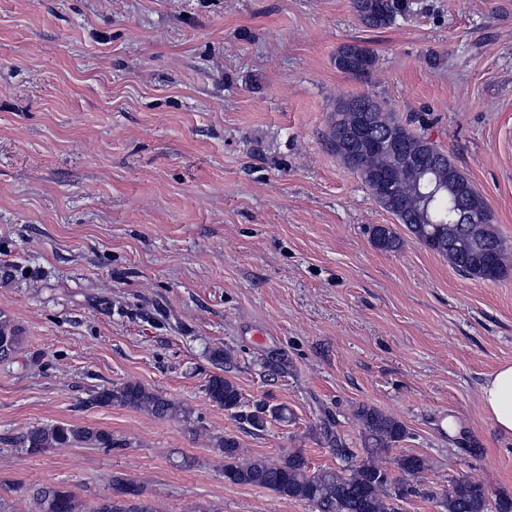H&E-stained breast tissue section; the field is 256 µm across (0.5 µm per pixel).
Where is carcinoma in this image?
Listing matches in <instances>:
<instances>
[{
  "label": "carcinoma",
  "instance_id": "carcinoma-1",
  "mask_svg": "<svg viewBox=\"0 0 512 512\" xmlns=\"http://www.w3.org/2000/svg\"><path fill=\"white\" fill-rule=\"evenodd\" d=\"M351 4L360 22L369 28L392 24L403 8L398 0H351ZM376 65L374 52L357 43L345 44L336 52L339 71L359 81L370 80ZM362 100L370 101L372 97L358 95L336 102L334 112L342 116V122L331 125L325 140L327 148L350 170L359 166L375 176L389 177L397 196L390 203L376 196L372 187L370 192L376 203L394 215L420 244L448 259L459 273L471 279L495 281L502 278L512 267V252L498 230L489 224L457 223L458 211L464 207L486 213L490 209L450 155L376 102L370 113L374 141L361 150L346 146L344 130L358 120V113L349 106ZM389 131L406 149L440 155L441 165L431 174L432 181H416L414 172L395 162L382 138V134ZM372 240L384 251H395L400 246L397 233L386 225L373 227ZM21 343L20 329L0 314V361L12 358ZM206 394L211 401L257 430L264 427L269 417L286 418L287 409L282 406H270L266 402L246 404L237 384L220 374L207 381ZM91 404H117L144 410L159 418L187 417L181 406L137 382H122L98 391ZM355 417L361 425L362 453L359 455L345 447L331 415H324L310 428L309 434L332 448L339 460L335 468L316 471L311 470L297 450L277 460L245 458L237 437L226 434L216 439L217 448L224 454V479L313 504L319 512H397L398 501L413 496H434L433 492L414 483L419 474L429 469L424 457L415 454L393 457L396 476L387 466V457L407 436L405 425L368 404L358 406ZM26 443L34 451L79 443L96 448L113 445L109 432L67 424L33 428L26 435ZM112 489L120 499L108 497L94 506L93 512H153L143 499L141 486L117 476L112 479ZM33 500L37 512H77L74 495L63 487L39 489ZM440 504L444 512H512L511 500L490 502L484 485L468 476L456 479L448 493L441 497Z\"/></svg>",
  "mask_w": 512,
  "mask_h": 512
}]
</instances>
